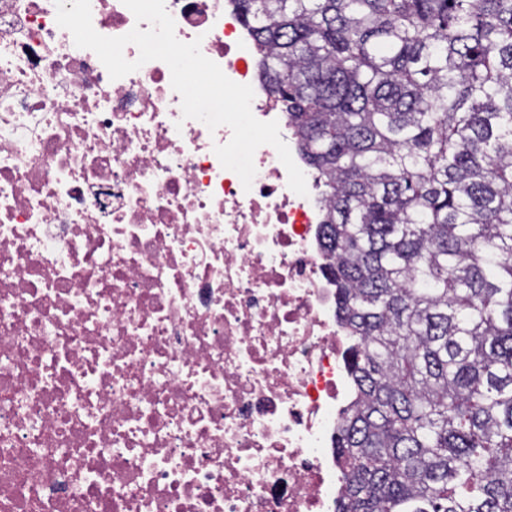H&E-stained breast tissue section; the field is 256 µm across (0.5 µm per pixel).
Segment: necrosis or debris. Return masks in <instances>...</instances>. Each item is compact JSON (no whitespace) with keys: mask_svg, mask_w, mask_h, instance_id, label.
<instances>
[{"mask_svg":"<svg viewBox=\"0 0 512 512\" xmlns=\"http://www.w3.org/2000/svg\"><path fill=\"white\" fill-rule=\"evenodd\" d=\"M165 8L295 147L232 0ZM56 13L0 0V512H336L353 340L321 182L263 145L244 189L164 62L110 79Z\"/></svg>","mask_w":512,"mask_h":512,"instance_id":"4bbe7bcc","label":"necrosis or debris"}]
</instances>
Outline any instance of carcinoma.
Here are the masks:
<instances>
[{
  "instance_id": "cac0c4a2",
  "label": "carcinoma",
  "mask_w": 512,
  "mask_h": 512,
  "mask_svg": "<svg viewBox=\"0 0 512 512\" xmlns=\"http://www.w3.org/2000/svg\"><path fill=\"white\" fill-rule=\"evenodd\" d=\"M325 187L338 512H512V0H234Z\"/></svg>"
}]
</instances>
